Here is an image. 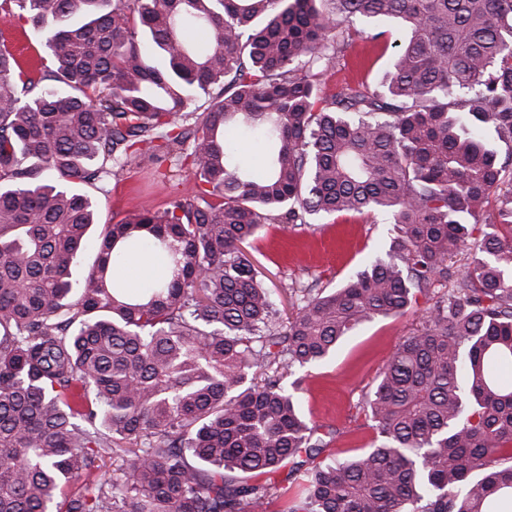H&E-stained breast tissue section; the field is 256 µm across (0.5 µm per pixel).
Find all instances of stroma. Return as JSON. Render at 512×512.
<instances>
[{"label": "stroma", "instance_id": "35a3bbf8", "mask_svg": "<svg viewBox=\"0 0 512 512\" xmlns=\"http://www.w3.org/2000/svg\"><path fill=\"white\" fill-rule=\"evenodd\" d=\"M0 37L17 46L24 67H36L45 55L39 36L25 20L0 17ZM392 51L354 39L321 78L325 95L349 86L374 88L390 68ZM163 164L143 162L114 178L105 190L83 185V192L97 202L98 223L91 229L99 236L103 225L113 224L143 208L160 209L173 195L189 196L196 187L192 177L162 179ZM392 225L372 215L325 216L313 224H268L251 241L249 251L265 275V284L282 316L292 312L290 291L318 284L336 286L364 269L368 259L388 249ZM425 302L405 315L374 320L344 340L328 361L302 370L300 376L304 412L312 421L336 429L328 451L369 447L375 432L358 405L372 388L382 367L402 336L422 318Z\"/></svg>", "mask_w": 512, "mask_h": 512}]
</instances>
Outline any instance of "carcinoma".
I'll use <instances>...</instances> for the list:
<instances>
[{
    "mask_svg": "<svg viewBox=\"0 0 512 512\" xmlns=\"http://www.w3.org/2000/svg\"><path fill=\"white\" fill-rule=\"evenodd\" d=\"M0 13L45 34L51 61L26 69L0 42V512L512 508L499 372L512 0H0ZM353 32L394 62L373 92L325 96ZM230 131L266 147L262 174L239 165ZM146 159L192 165L197 191L105 225L73 279L97 221L77 186ZM336 214L383 217L393 244L337 287L293 289L280 321L245 244ZM140 245L167 270L135 295L112 270ZM420 295V327L359 406L376 439L321 458L322 426L282 380ZM285 466L301 475L286 499L270 478Z\"/></svg>",
    "mask_w": 512,
    "mask_h": 512,
    "instance_id": "cac0c4a2",
    "label": "carcinoma"
}]
</instances>
